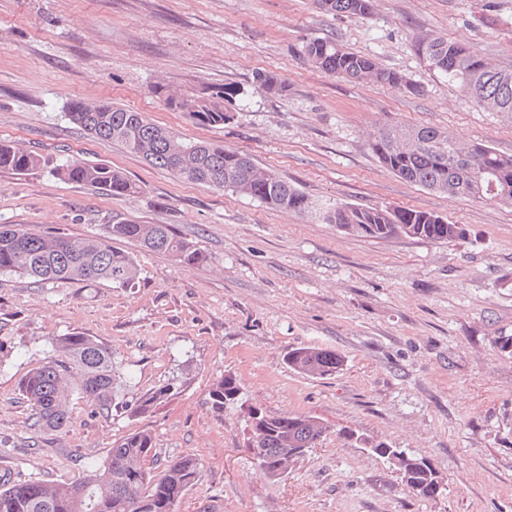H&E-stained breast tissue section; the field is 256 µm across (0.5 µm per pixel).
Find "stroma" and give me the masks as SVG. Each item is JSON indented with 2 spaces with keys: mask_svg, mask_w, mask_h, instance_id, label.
<instances>
[{
  "mask_svg": "<svg viewBox=\"0 0 512 512\" xmlns=\"http://www.w3.org/2000/svg\"><path fill=\"white\" fill-rule=\"evenodd\" d=\"M441 35L512 65V0H374L365 18L327 15L312 0H0V140L63 160L118 167L133 199L48 172L0 171V224L91 238L118 222L166 224L206 252L186 266L138 251L134 286L0 275V474L78 482L123 436L148 430L157 475L192 452L200 481L176 512H512V206L452 198L387 170L370 139L391 123L433 126L512 154V119L474 106L418 51ZM312 38L336 41L410 77L386 83L325 76L303 59ZM273 71L286 94L255 80ZM181 92L234 84L230 123L169 111L156 82ZM109 98L183 138L247 153L318 203L411 207L462 225L432 242L357 237L313 216L197 185L148 165L71 123L70 101ZM111 347L115 405L73 396L60 431H34L19 382L57 336ZM338 353L340 371L308 377L289 350ZM241 384L216 411L213 383ZM180 377L148 412L145 394ZM320 418L327 431L287 475L259 474L249 408ZM354 431L431 460L446 486L402 493L384 459Z\"/></svg>",
  "mask_w": 512,
  "mask_h": 512,
  "instance_id": "1",
  "label": "stroma"
}]
</instances>
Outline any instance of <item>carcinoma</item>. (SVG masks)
Masks as SVG:
<instances>
[{"instance_id":"1","label":"carcinoma","mask_w":512,"mask_h":512,"mask_svg":"<svg viewBox=\"0 0 512 512\" xmlns=\"http://www.w3.org/2000/svg\"><path fill=\"white\" fill-rule=\"evenodd\" d=\"M371 2L315 0V5L326 14L364 18L371 13ZM418 50L433 70L447 75L477 107L512 117V69L495 66L443 36L420 42ZM302 55L328 77L372 80L403 87L414 95L421 93L420 87L402 74L382 69L373 59L347 51L329 39L310 40ZM255 79L272 95L287 91L285 82L273 71H260ZM155 92L167 109L211 126L233 120L230 105L242 95L241 88L231 84L210 86L189 95L159 82ZM67 116L98 139L118 142L150 165L185 181L247 196L298 215L313 213L322 222L350 234L374 239L404 235L435 242L463 238L462 225L414 208H360L339 202L318 207L295 185L257 166L247 154L182 138L153 123L144 113L107 99L72 101ZM371 147L388 170L414 185L466 200L512 206V155L500 154L481 142L465 144L434 127L396 123L381 128ZM45 168L62 180L87 184L113 197L133 199L142 192L124 171L109 164L77 159L55 162L0 140V170L24 174ZM118 239L132 241L145 252L168 254L187 265L208 261L204 251L176 237L166 224H109L98 237L76 239L1 224L0 273H15L42 283L70 279L132 286L140 273L139 264L134 255L112 246ZM51 346L53 356L20 381V391L34 410L33 426L54 431L65 428L75 393L91 399L98 410L111 412L112 349L80 334L58 336ZM287 362L293 370L311 376H330L342 365L335 352L315 347L292 349ZM178 390V382L173 380L144 396L137 410L145 412ZM240 395L239 380L227 372L212 385V407L220 412ZM326 430L314 416L268 418L250 447L259 473L278 477L283 460L290 466L297 462L286 458L288 449L314 448ZM153 457V436L141 430L122 437L80 483L0 476V512H174L175 502L199 481L200 461L195 454L186 453L168 462L155 476L147 469Z\"/></svg>"}]
</instances>
